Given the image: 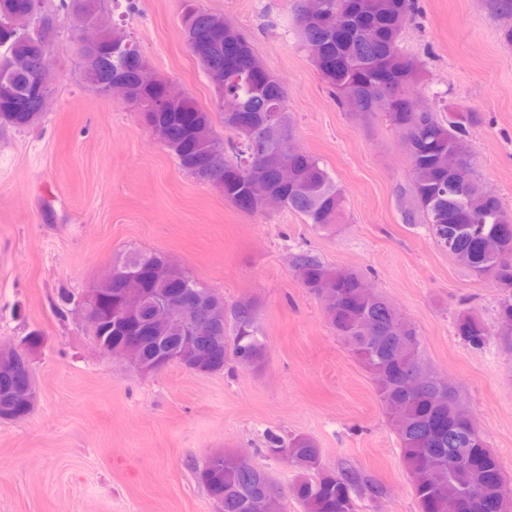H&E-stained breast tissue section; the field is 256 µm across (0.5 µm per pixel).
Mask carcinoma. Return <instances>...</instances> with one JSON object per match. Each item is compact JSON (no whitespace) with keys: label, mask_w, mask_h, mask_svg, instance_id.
I'll return each instance as SVG.
<instances>
[{"label":"carcinoma","mask_w":512,"mask_h":512,"mask_svg":"<svg viewBox=\"0 0 512 512\" xmlns=\"http://www.w3.org/2000/svg\"><path fill=\"white\" fill-rule=\"evenodd\" d=\"M21 3L23 0H0V63L5 66L0 69V125L15 128L33 126L42 118L36 109L12 111L11 101L29 91L38 62L48 54L55 38L52 32H25L15 24ZM358 6L353 33L344 38L332 33L325 21H309L297 14L303 45L333 91L353 86L352 97H336L340 107L349 112H374L377 98L387 95L393 99V111L386 118L407 140L412 171L414 206L405 211V222L414 224L422 218L428 235L448 255L474 275H491L498 281V319L512 333V232L498 229L501 224H512V214L475 173L469 137L478 116L450 111L444 120L434 112L412 110L408 89L418 81L420 67L402 53L399 37L414 17L413 0H358ZM187 12L193 21L183 25L184 40L200 62L216 99L231 98L240 106L238 112L224 113V128L236 135L230 159L224 141L213 131L209 112L185 94L163 97V80L144 68L145 58L136 43L107 23L105 0H60L52 17L58 24L68 21L76 30L86 22L94 23L100 43L115 50L110 67L87 63L84 51H79L82 78L94 91L110 94L112 78L119 75L130 89V103L150 107L153 101H161L147 117L153 126H177L190 117L182 135L167 142L165 148L196 180L222 189L224 197L235 204L244 197L251 199L252 214L260 211L262 196L274 191L283 198L284 208L299 213L318 229L339 223L342 192L316 156L306 151L296 156L286 183L276 175L275 137L293 132L280 81L235 28L229 29L226 37L244 42L247 67L230 70L220 49L196 48L204 32L224 24V17L192 5ZM195 155L218 157V171L210 174L193 166L189 160ZM161 260L157 253H137L121 266L147 267ZM292 264L302 286L324 302L336 335L371 374L386 409H398L393 425L400 459L420 512H482L485 501L503 492L500 461L470 414L444 400L450 385L426 362L416 328L386 298L366 294L361 274L331 268L305 249L294 255ZM186 284L200 287L183 270L180 278L170 282L146 276L138 288L152 294L160 288L175 291ZM223 306V298L205 290V307L212 311L215 324L211 342L219 352L207 372L220 373L230 361L246 368L261 366L266 345L256 325L254 304L246 301L235 307L231 339L227 324L220 321ZM363 316L375 320L379 338L357 334L355 326ZM155 330L170 344L183 346L177 328L157 322ZM455 332L473 349H482L487 343L486 325L468 311L457 315ZM404 359L419 381L414 390L406 380L386 377V362ZM267 451L282 455L295 468L290 493L304 512H356L351 496L357 482L355 473L324 469L320 448L312 438L296 435L284 440L272 434ZM450 456L457 460L452 471L448 470ZM196 476L218 512H286L284 496L269 492L271 478L258 466L248 469L230 459L221 465L207 462L196 469Z\"/></svg>","instance_id":"obj_1"}]
</instances>
